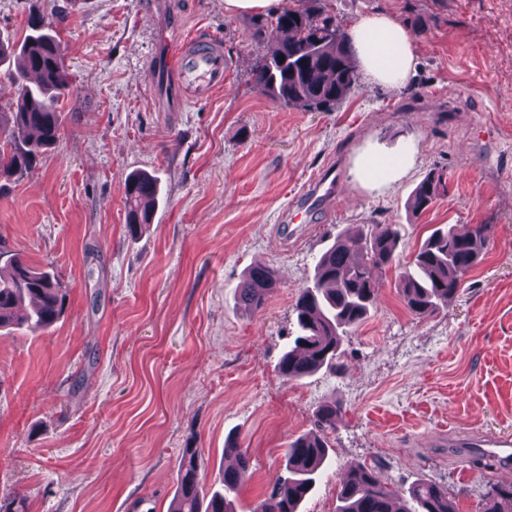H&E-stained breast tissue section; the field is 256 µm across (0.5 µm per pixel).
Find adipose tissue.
I'll return each instance as SVG.
<instances>
[{
	"instance_id": "ef3b65f1",
	"label": "adipose tissue",
	"mask_w": 512,
	"mask_h": 512,
	"mask_svg": "<svg viewBox=\"0 0 512 512\" xmlns=\"http://www.w3.org/2000/svg\"><path fill=\"white\" fill-rule=\"evenodd\" d=\"M347 33L358 66L375 82L399 88L415 70L416 48L412 33L394 18L367 13L352 19Z\"/></svg>"
}]
</instances>
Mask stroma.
<instances>
[{
    "label": "stroma",
    "mask_w": 512,
    "mask_h": 512,
    "mask_svg": "<svg viewBox=\"0 0 512 512\" xmlns=\"http://www.w3.org/2000/svg\"><path fill=\"white\" fill-rule=\"evenodd\" d=\"M342 22L384 11L415 38L403 88L360 84L332 112L285 108L251 71L270 29L224 0H0V34L22 40L30 14L53 16L71 92L62 138L0 187V239L69 288L67 311L36 334L0 331V499L26 512H169L188 442L219 488L240 437L254 471L247 508L268 495L284 450L326 432L333 465L301 512H336L354 462L408 489L447 486L458 512H480L498 466L474 468L455 440L512 434V0H326ZM172 40L222 41L223 92L172 111L154 85L159 26ZM396 158L383 179L365 161ZM160 184L148 228L130 236L124 183ZM335 172L336 200L303 221L310 181ZM431 171L447 191L408 206ZM396 225L399 264L444 224L482 225L485 246L458 296L434 315L404 307L395 270L344 337L340 366L286 381L292 305L314 259L343 230ZM277 283L263 310L241 309L246 268ZM344 411L322 429L316 408Z\"/></svg>",
    "instance_id": "1"
}]
</instances>
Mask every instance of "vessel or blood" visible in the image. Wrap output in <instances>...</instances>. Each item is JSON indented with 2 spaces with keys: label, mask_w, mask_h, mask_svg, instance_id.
I'll use <instances>...</instances> for the list:
<instances>
[{
  "label": "vessel or blood",
  "mask_w": 512,
  "mask_h": 512,
  "mask_svg": "<svg viewBox=\"0 0 512 512\" xmlns=\"http://www.w3.org/2000/svg\"><path fill=\"white\" fill-rule=\"evenodd\" d=\"M153 72L170 77L168 94L173 108H180L191 97L210 96L224 86L227 62L218 38L196 32L183 37L171 50L160 53ZM470 458H483L512 469V435H481L462 440Z\"/></svg>",
  "instance_id": "1"
}]
</instances>
